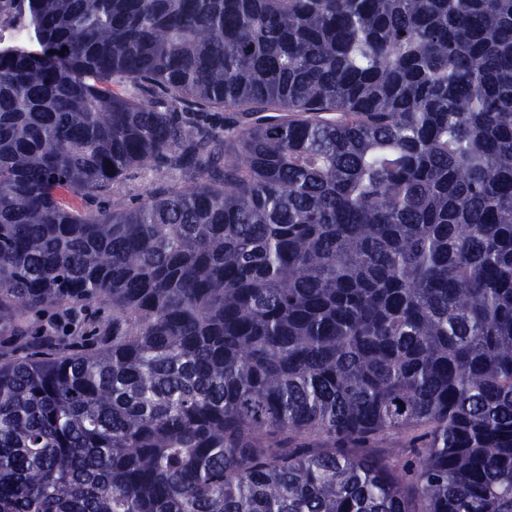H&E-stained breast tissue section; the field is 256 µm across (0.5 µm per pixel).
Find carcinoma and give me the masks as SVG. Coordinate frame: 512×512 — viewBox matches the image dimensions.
<instances>
[{
    "label": "carcinoma",
    "instance_id": "cac0c4a2",
    "mask_svg": "<svg viewBox=\"0 0 512 512\" xmlns=\"http://www.w3.org/2000/svg\"><path fill=\"white\" fill-rule=\"evenodd\" d=\"M4 23L0 512H512V0ZM160 173L151 174L148 178L138 176L114 186L111 199L114 203H127L133 196L144 195L150 187V181L159 179Z\"/></svg>",
    "mask_w": 512,
    "mask_h": 512
}]
</instances>
